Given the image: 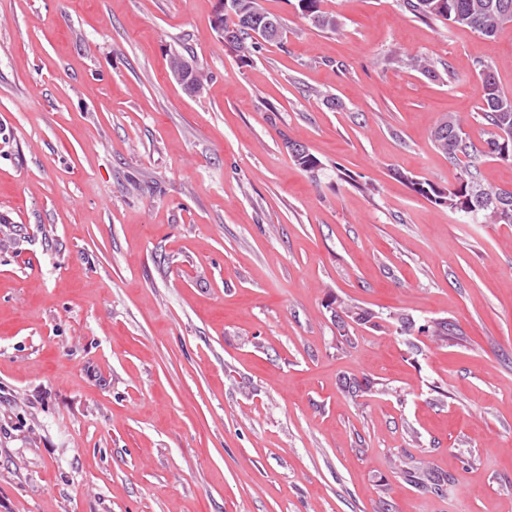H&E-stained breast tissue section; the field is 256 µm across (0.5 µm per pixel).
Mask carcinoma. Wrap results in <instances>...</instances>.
I'll use <instances>...</instances> for the list:
<instances>
[{"mask_svg": "<svg viewBox=\"0 0 512 512\" xmlns=\"http://www.w3.org/2000/svg\"><path fill=\"white\" fill-rule=\"evenodd\" d=\"M418 18L435 20L458 28L470 29L485 37L498 35L512 23V0H405ZM322 0H297V9L317 29L334 31L336 15L321 8ZM214 30L222 35L235 33L232 51L245 61L260 51L262 43H279L287 35L283 19L261 4V0H224V10H215ZM480 117L491 129L480 144L463 132V120L453 114L431 132L438 152L461 166V178L452 188H442L428 180L414 178L400 170L395 174L411 189L448 210L482 218L487 224H512V189L483 184L478 165L483 158L512 162V95L500 87L493 68L481 65L478 72ZM286 148L293 161L303 170L315 172L320 161L298 142L289 140Z\"/></svg>", "mask_w": 512, "mask_h": 512, "instance_id": "obj_1", "label": "carcinoma"}]
</instances>
